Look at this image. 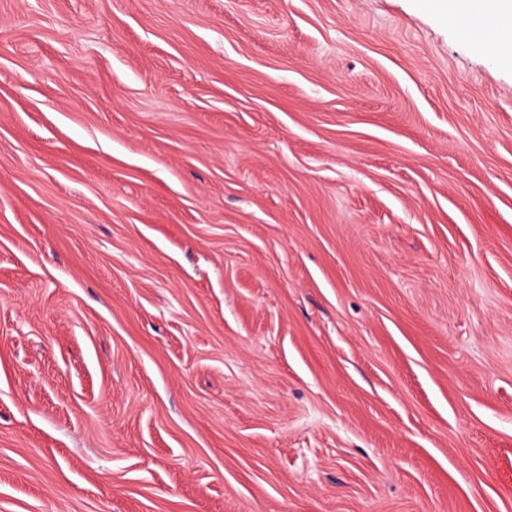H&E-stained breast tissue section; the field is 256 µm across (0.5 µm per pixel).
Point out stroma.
<instances>
[{
  "label": "stroma",
  "mask_w": 512,
  "mask_h": 512,
  "mask_svg": "<svg viewBox=\"0 0 512 512\" xmlns=\"http://www.w3.org/2000/svg\"><path fill=\"white\" fill-rule=\"evenodd\" d=\"M0 512H512V69L425 0H0Z\"/></svg>",
  "instance_id": "stroma-1"
}]
</instances>
